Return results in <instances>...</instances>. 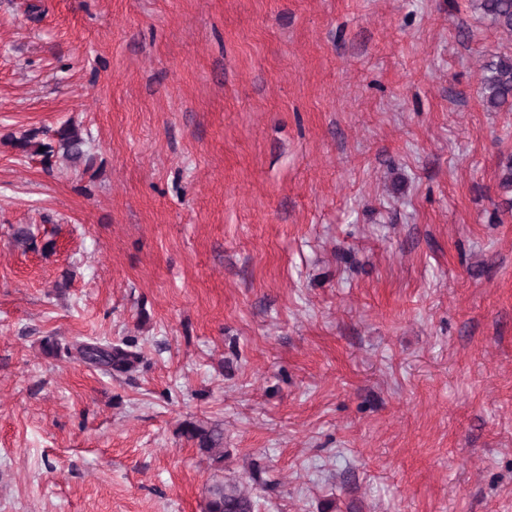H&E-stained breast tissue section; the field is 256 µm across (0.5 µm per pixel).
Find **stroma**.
Segmentation results:
<instances>
[{"label": "stroma", "mask_w": 512, "mask_h": 512, "mask_svg": "<svg viewBox=\"0 0 512 512\" xmlns=\"http://www.w3.org/2000/svg\"><path fill=\"white\" fill-rule=\"evenodd\" d=\"M511 52L469 0H0V512H512ZM483 101L496 111L512 109V55H500L481 65ZM42 136V137H40ZM16 151L27 156H39L43 164L52 166L53 159L62 158L71 163L87 156V139L82 128L71 122L61 124L52 131H29L19 138H11ZM40 147H44L39 152ZM133 343L134 341L112 346L81 345L77 349L80 357L90 364L109 372L127 373L141 360V353L129 349L135 347ZM181 434L191 441L213 465L224 463V431L218 425H205L199 421H185ZM251 496L236 482L214 480L207 489L205 512H253Z\"/></svg>", "instance_id": "35a3bbf8"}]
</instances>
